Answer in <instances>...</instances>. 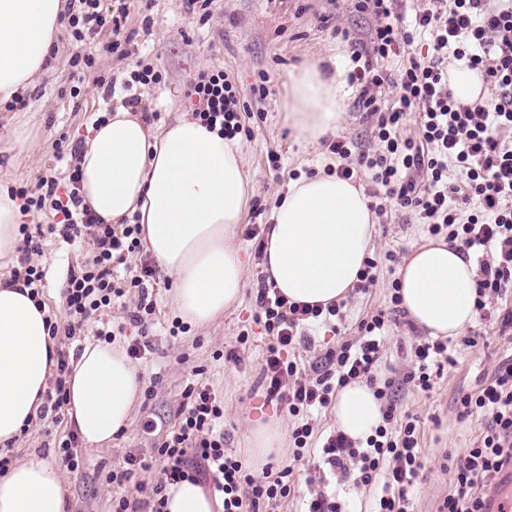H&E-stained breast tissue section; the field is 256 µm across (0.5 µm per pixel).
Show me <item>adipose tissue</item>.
<instances>
[{
  "mask_svg": "<svg viewBox=\"0 0 512 512\" xmlns=\"http://www.w3.org/2000/svg\"><path fill=\"white\" fill-rule=\"evenodd\" d=\"M64 0H0V101H12L47 69ZM288 125L313 141L334 133L344 118L336 77L321 60L304 65L289 85ZM292 180L266 232L262 272L288 301L327 304L347 298L358 282L376 234L362 188L330 173ZM80 195L103 223L137 218L142 241L174 280L173 304L182 320L206 325L238 305L247 262L235 231L256 182L246 172L237 140L187 116L154 130L119 106L91 129L76 161ZM21 206L0 185V259L18 245ZM477 266L471 254L442 239L413 246L397 272L409 319L433 338H453L472 327ZM23 278L0 276V446L20 437L43 405L56 367L50 314L36 304ZM66 413L94 447L126 429L140 392L135 367L117 346L89 340L67 377ZM336 426L363 440L381 422V405L366 383L339 389ZM252 466L262 470L271 449L283 447L282 422L249 423ZM67 487L59 469L31 455L0 475V512H65ZM165 512H219L218 498L184 480L167 486Z\"/></svg>",
  "mask_w": 512,
  "mask_h": 512,
  "instance_id": "obj_1",
  "label": "adipose tissue"
}]
</instances>
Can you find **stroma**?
<instances>
[{
	"label": "stroma",
	"mask_w": 512,
	"mask_h": 512,
	"mask_svg": "<svg viewBox=\"0 0 512 512\" xmlns=\"http://www.w3.org/2000/svg\"><path fill=\"white\" fill-rule=\"evenodd\" d=\"M124 5L128 11L119 25H106L99 34L81 41L73 37L67 19H60L51 70L36 77L11 104H0V115H20L39 137L36 154L17 157L7 181L13 188L31 187L39 177L51 175L67 184L71 155L81 148L98 117L116 105L129 103L142 114L159 113L161 123H168L187 111L184 94L199 71L224 70L252 113L245 121L251 134L240 142L246 169L255 177L258 190L236 229L237 239L247 250L249 285L241 303L225 311L223 317L175 335L171 332L178 319L172 305L173 280L159 270L152 291L155 312L143 327L130 325L128 313L133 304L124 299L98 311L72 339H57V350L70 360L104 324L115 329L114 344L125 347L140 338L149 344L143 359L134 363L142 393L129 426L109 447L80 444L79 470L63 473L68 488L66 512H112L113 500L122 496L135 499L137 482L157 479L158 470L139 471L118 486L112 484L110 475L124 470L127 454L149 453L156 438L143 432L144 420L173 418L182 404L188 378L200 368L205 371L204 381L224 404L225 447L246 453L249 431L245 413L262 406L265 399L260 366L267 339L257 320V291L265 283L261 256L257 240L247 232L269 223L290 179L317 173L318 158L330 153L335 140L362 150L375 145L370 119L358 108L359 89L347 78L353 68L350 42L366 41L374 20L357 12L353 0H215L210 8L199 6L191 12L183 0H128ZM340 28L349 31L350 40L337 36ZM78 52L93 58L92 67L81 71L71 67L70 59ZM320 55L330 56L336 63V91L345 118L336 133L314 143H298L286 123L288 83L304 62ZM146 65L161 73L158 84L133 83V74ZM261 83L269 90L262 101L252 94L253 87ZM273 155L278 156V163H270ZM59 219L50 209L28 213L24 219L27 235L38 246L32 258L47 272L41 300L55 320L64 315L61 288L68 269L81 267L94 255L90 240L69 245L50 234L49 225ZM377 231L372 252L376 258L388 251L405 257L411 246L428 237L414 215L404 211L389 213ZM397 271V264L379 265L374 286L349 294L340 332L320 324L308 327L313 346L300 353L301 365H309L327 349L355 341L361 321L384 312L389 323L377 377L382 380L389 377L391 369H406L411 344L421 332L405 312L395 311L390 301ZM482 330L483 344L472 348L456 345L454 364L443 366L432 390L411 387L400 394L401 412L421 420L420 444L426 457L423 476L413 490L414 512H436L453 476L446 455L463 453L479 431L480 418L458 419L459 394L475 389L483 374L512 355V344L500 339L495 321L484 323ZM243 333L248 341L244 361L238 365L226 354L235 350L236 339ZM73 432L67 419L37 418L10 445L7 455L15 463L33 453L61 462L59 446Z\"/></svg>",
	"instance_id": "35a3bbf8"
}]
</instances>
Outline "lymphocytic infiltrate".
I'll return each mask as SVG.
<instances>
[{
    "label": "lymphocytic infiltrate",
    "mask_w": 512,
    "mask_h": 512,
    "mask_svg": "<svg viewBox=\"0 0 512 512\" xmlns=\"http://www.w3.org/2000/svg\"><path fill=\"white\" fill-rule=\"evenodd\" d=\"M396 0H355L358 12L370 15L375 26L370 49L353 52L350 82L360 87L364 111L376 115L374 150L352 152L346 142L331 150L345 159L337 175L349 179L355 167L370 171L375 189L374 212L383 217L389 208L412 211L431 235L445 236L463 251H478L476 308L480 319H496L499 333L512 336V310L494 313L490 305L512 291V143L502 139L512 130V0H422L412 24L400 26ZM427 38L422 56L406 57L399 75V96L391 108H382L378 91L387 84L380 63L398 54L401 47ZM478 74L488 99L458 101L450 86L449 69ZM186 98L200 122L228 138L244 129L236 84L221 70L199 72ZM416 122V133L402 135L407 119ZM78 173H71L68 187L52 177H40L34 187L15 194L26 209L52 208L62 213L58 234L74 243L91 233L95 254L89 265L68 270L62 289L66 325L50 323L51 335L74 336L75 318L111 306L135 288L138 298L129 314L144 324L154 311L149 298L153 270L142 266L128 287L117 286L112 270L138 247L141 225L99 223L82 204ZM257 305L264 315L268 336L261 382L266 401H277L293 417L289 432L293 462L252 472L244 458L224 447L217 425L224 407L213 390L199 381L183 390L177 421L166 439L153 448L152 458L127 455V467L113 474L123 484L133 472L160 464L161 476L152 484H137L148 497L151 512H162L166 485L187 479L213 487L220 493L222 512H275L295 494L290 477L293 463L314 455V479L328 475L353 476L355 484L379 486L376 512H411L408 490L424 468L420 425L416 417L400 416L394 379L378 380L375 371L382 359L383 314L364 322V334L355 344L328 349L314 377L302 376L296 350L303 342L302 329L312 320L338 316L337 304L296 305L270 287L260 288ZM451 341H421L412 348V370L403 372V383L427 391L432 387L430 364L452 362ZM353 381L373 386L381 403L382 422L365 441L350 439L341 431L314 442L312 410L328 407L337 388ZM459 418L482 416L484 427L472 446L457 458L454 478L437 512H490L494 494L512 472V356L500 362L479 381L475 390L459 395Z\"/></svg>",
    "instance_id": "lymphocytic-infiltrate-1"
}]
</instances>
